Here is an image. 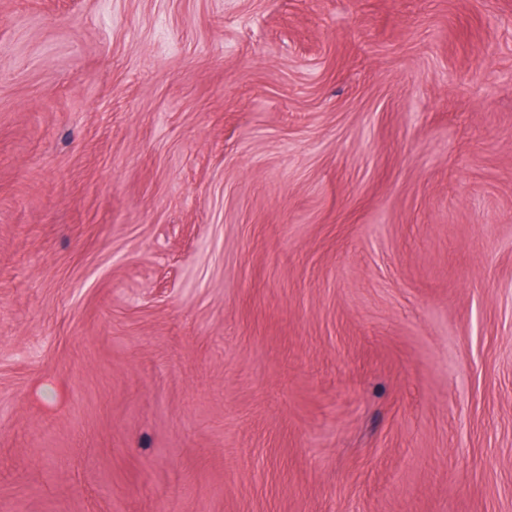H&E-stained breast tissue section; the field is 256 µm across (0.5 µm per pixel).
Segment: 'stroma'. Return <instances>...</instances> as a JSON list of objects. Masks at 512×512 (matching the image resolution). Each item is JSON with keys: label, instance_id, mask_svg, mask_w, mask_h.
Here are the masks:
<instances>
[{"label": "stroma", "instance_id": "1", "mask_svg": "<svg viewBox=\"0 0 512 512\" xmlns=\"http://www.w3.org/2000/svg\"><path fill=\"white\" fill-rule=\"evenodd\" d=\"M0 512H512V0H0Z\"/></svg>", "mask_w": 512, "mask_h": 512}]
</instances>
